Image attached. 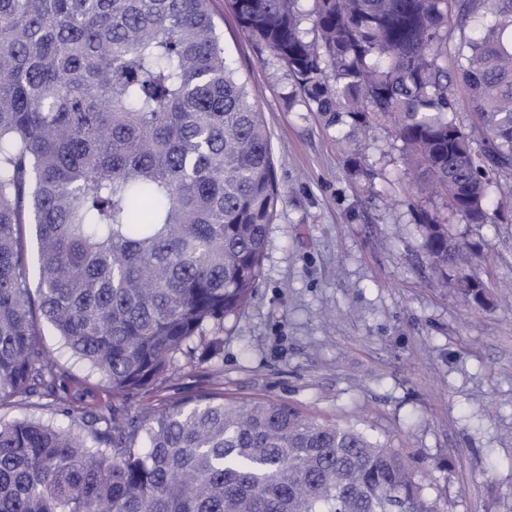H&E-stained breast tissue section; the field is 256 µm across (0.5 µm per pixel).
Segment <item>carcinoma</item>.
Here are the masks:
<instances>
[{
  "label": "carcinoma",
  "instance_id": "1",
  "mask_svg": "<svg viewBox=\"0 0 512 512\" xmlns=\"http://www.w3.org/2000/svg\"><path fill=\"white\" fill-rule=\"evenodd\" d=\"M299 2L230 6L300 102L350 145L385 127L416 200L440 195L465 224L512 219V0H314L311 40ZM282 199L209 0H0V406L36 397L104 423L0 421V512H440L400 451L293 404L127 405L178 357L221 354ZM416 217L435 276L485 306L464 273L479 247ZM43 319L112 399L49 359Z\"/></svg>",
  "mask_w": 512,
  "mask_h": 512
}]
</instances>
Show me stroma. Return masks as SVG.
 <instances>
[{"mask_svg": "<svg viewBox=\"0 0 512 512\" xmlns=\"http://www.w3.org/2000/svg\"><path fill=\"white\" fill-rule=\"evenodd\" d=\"M210 11L269 128L283 200L255 295L224 321L221 357L179 358L129 406L200 392L285 400L397 448L442 512H512V222L465 224L441 196L419 202L481 246L466 271L492 304L464 306L432 276L399 142L378 127L352 172L344 126L289 105L288 70L257 55L226 0ZM24 417L82 435L94 428L34 398L0 408L2 420Z\"/></svg>", "mask_w": 512, "mask_h": 512, "instance_id": "stroma-1", "label": "stroma"}]
</instances>
